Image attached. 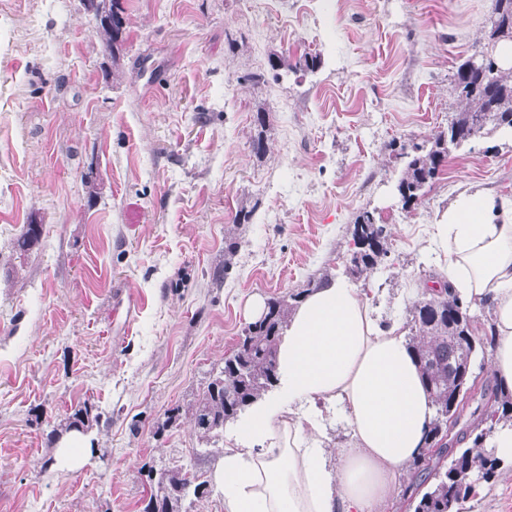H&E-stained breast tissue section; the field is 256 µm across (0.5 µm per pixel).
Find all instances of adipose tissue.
Returning a JSON list of instances; mask_svg holds the SVG:
<instances>
[{
	"mask_svg": "<svg viewBox=\"0 0 512 512\" xmlns=\"http://www.w3.org/2000/svg\"><path fill=\"white\" fill-rule=\"evenodd\" d=\"M433 250L463 301L490 304L488 374L512 389V198H459L432 227ZM277 383L237 423L216 475L224 512H376L424 446L434 410L398 326L380 327L360 290L333 278L295 306ZM342 403L353 438L330 471L319 402Z\"/></svg>",
	"mask_w": 512,
	"mask_h": 512,
	"instance_id": "ef3b65f1",
	"label": "adipose tissue"
}]
</instances>
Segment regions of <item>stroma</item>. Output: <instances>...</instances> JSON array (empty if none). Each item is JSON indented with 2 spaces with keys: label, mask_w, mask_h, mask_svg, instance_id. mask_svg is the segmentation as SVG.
Returning <instances> with one entry per match:
<instances>
[{
  "label": "stroma",
  "mask_w": 512,
  "mask_h": 512,
  "mask_svg": "<svg viewBox=\"0 0 512 512\" xmlns=\"http://www.w3.org/2000/svg\"><path fill=\"white\" fill-rule=\"evenodd\" d=\"M120 5L116 53L85 0H0V512H142V466L198 450L215 477L226 442H202L191 408L250 299L346 278L377 323L406 326L442 278L431 225L466 191L512 197L506 128L450 148L412 208L394 193L402 146L460 107L450 77L485 40L490 0ZM309 50L317 72L268 65ZM366 209L387 254L353 277ZM29 224L40 242L17 252ZM85 401L102 415L93 447L44 468L48 433ZM172 407L179 423L157 431ZM461 512H512V471Z\"/></svg>",
  "instance_id": "stroma-1"
}]
</instances>
